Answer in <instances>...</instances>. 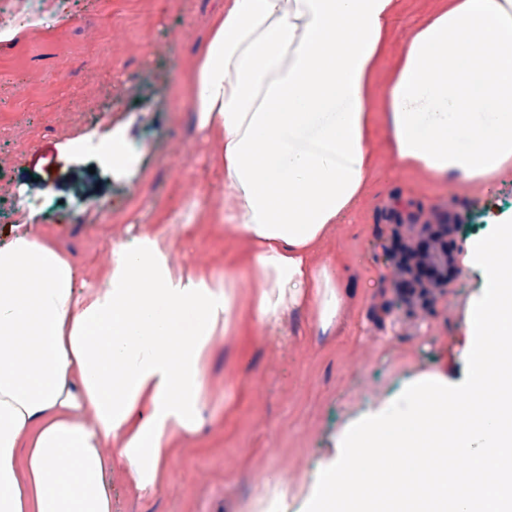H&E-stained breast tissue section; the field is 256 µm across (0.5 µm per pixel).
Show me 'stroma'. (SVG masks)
<instances>
[{
  "instance_id": "obj_1",
  "label": "stroma",
  "mask_w": 512,
  "mask_h": 512,
  "mask_svg": "<svg viewBox=\"0 0 512 512\" xmlns=\"http://www.w3.org/2000/svg\"><path fill=\"white\" fill-rule=\"evenodd\" d=\"M59 2L66 19L0 42V240L12 226L32 224L91 286L110 268L112 246L160 228L174 270L220 274L231 259L249 267L244 237L219 218L223 146L198 128L184 92L224 0ZM439 6L397 0L378 83L388 82L402 48ZM107 127L127 130L137 152L131 168L70 150L73 140ZM371 149L363 200L321 246L354 291L337 322L324 334L303 312L265 328L254 315L261 277L252 274L237 291L243 318L209 348L203 426L177 437L151 491L114 468L112 512H305L345 424L422 374L449 369L464 379V318L482 287L479 273L457 270L428 315L408 318L394 334L373 314L388 285L373 241L391 196L470 205L481 203L484 190L401 170L385 125ZM494 192L484 223L458 242L456 259L512 213V171L497 178Z\"/></svg>"
}]
</instances>
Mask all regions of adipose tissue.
Masks as SVG:
<instances>
[{"label":"adipose tissue","mask_w":512,"mask_h":512,"mask_svg":"<svg viewBox=\"0 0 512 512\" xmlns=\"http://www.w3.org/2000/svg\"><path fill=\"white\" fill-rule=\"evenodd\" d=\"M394 4L225 0L187 87L221 137L224 218L251 244L269 328L305 311L328 331L349 298L314 255L368 180L373 97L400 168L479 184L512 168V0H447L379 87ZM114 253L87 287L30 229L0 242V512H112L107 471L152 490L172 435L204 419L243 268L175 273L158 233Z\"/></svg>","instance_id":"adipose-tissue-1"}]
</instances>
